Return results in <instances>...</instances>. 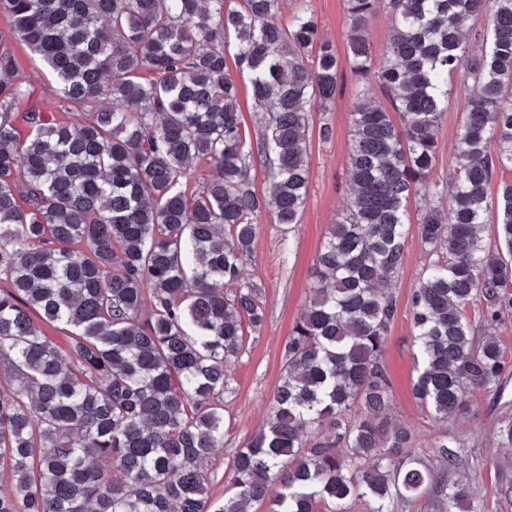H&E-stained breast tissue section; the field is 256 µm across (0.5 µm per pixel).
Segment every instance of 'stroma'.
I'll return each mask as SVG.
<instances>
[{
  "mask_svg": "<svg viewBox=\"0 0 512 512\" xmlns=\"http://www.w3.org/2000/svg\"><path fill=\"white\" fill-rule=\"evenodd\" d=\"M310 10L321 36L331 41L338 56L347 53V0H310ZM14 56L24 73L40 72L41 80L33 83L28 95L14 113L16 127H23L25 112L78 111L75 103H62L55 81L19 39L9 32L6 19L0 17V48ZM450 90L448 110L437 132V165L433 178L446 180L451 152L458 140L462 119L470 98L458 74L448 77ZM358 85L349 70H341L336 97L329 111H312L311 127L330 124L331 140L311 137L307 161L309 193L306 205L294 231L290 233L291 253L283 255L281 232L270 213L259 219L261 229L254 243V258L245 275L261 283L265 292V323L260 334L246 337L242 357L229 370L231 393L224 396V417L230 429L224 435V446L204 465L208 475L211 500L223 501L230 486L231 462L247 439L261 426L269 413L282 367L284 345L294 323L302 315L309 288L315 278L317 257L330 225L344 220L345 200L350 190L348 157L351 149V112ZM427 252L417 232H410L405 245L404 264L389 293L396 305L390 324L382 362L391 382L392 409L397 420L413 432V455L430 468H438L433 448L437 438L448 435L466 444V466L449 474V481L467 484L474 501L484 504L487 512H512V463L504 461L498 445V428L502 416L512 411V379L508 380L500 400L490 393L474 391V411L442 424L415 399L413 383L417 365L412 355L413 325L410 315L411 292L427 263Z\"/></svg>",
  "mask_w": 512,
  "mask_h": 512,
  "instance_id": "1",
  "label": "stroma"
}]
</instances>
